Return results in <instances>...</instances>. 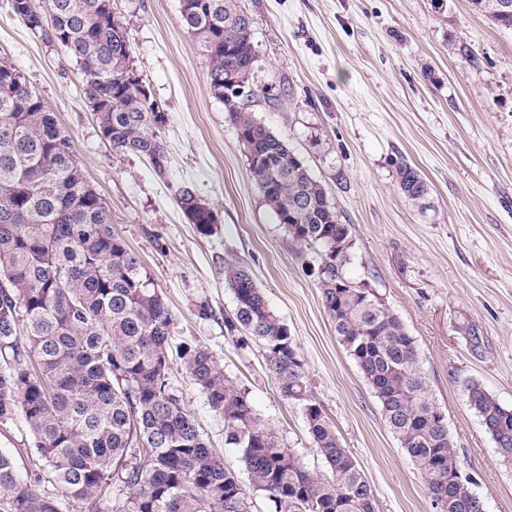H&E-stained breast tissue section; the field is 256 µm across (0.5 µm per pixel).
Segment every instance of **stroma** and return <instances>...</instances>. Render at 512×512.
<instances>
[{
	"label": "stroma",
	"instance_id": "35a3bbf8",
	"mask_svg": "<svg viewBox=\"0 0 512 512\" xmlns=\"http://www.w3.org/2000/svg\"><path fill=\"white\" fill-rule=\"evenodd\" d=\"M134 65L165 112L169 167L114 155L81 93L85 75L0 0V61L11 64L72 137L115 231L164 294L177 336L207 345L225 373L304 465L327 473L300 407L283 400L256 343L224 334L235 308L224 265L247 267L295 336L308 387L364 471L379 512H436L424 479L387 428L379 403L339 342L312 269L266 206L207 66L180 27V0H113ZM252 16L253 112L322 183L354 247L345 273L372 289L414 337L445 412L462 474L484 512H512V461L468 406L480 382L512 407V30L470 0H241ZM420 171L418 208L396 168ZM191 188L211 208V234L187 223ZM208 302L215 316L199 319ZM178 385L212 448L239 467L224 423L195 385Z\"/></svg>",
	"mask_w": 512,
	"mask_h": 512
}]
</instances>
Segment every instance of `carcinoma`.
I'll return each mask as SVG.
<instances>
[{
  "label": "carcinoma",
  "instance_id": "cac0c4a2",
  "mask_svg": "<svg viewBox=\"0 0 512 512\" xmlns=\"http://www.w3.org/2000/svg\"><path fill=\"white\" fill-rule=\"evenodd\" d=\"M503 0H471L512 29ZM12 12L64 49L86 79L82 95L115 155L147 158L164 174L159 136L165 114L128 80L134 66L127 28L112 0H11ZM253 18L239 0H180V25L207 64L209 91L252 154L250 169L265 204L299 244L318 249L317 286L339 342L377 398L400 447L423 475L438 512H483L459 470L448 420L433 399L413 336L374 293L343 274L351 235L304 161L254 116L269 92L224 96V78L257 62ZM401 192L423 208L427 184L397 166ZM179 204L200 233L213 212ZM235 298L224 331L262 345L281 397L302 409L328 475L306 469L256 412L246 388L224 373L205 346L175 338L174 319L139 257L112 228V211L89 184L73 140L10 64L0 62V424L22 423L44 462L21 476L0 452V512H249V495L268 512H376L358 461L308 389L297 344L249 270L224 267ZM179 364L224 422V444L242 469L210 446L172 377ZM469 407L499 453L512 460V408L477 382Z\"/></svg>",
  "mask_w": 512,
  "mask_h": 512
}]
</instances>
